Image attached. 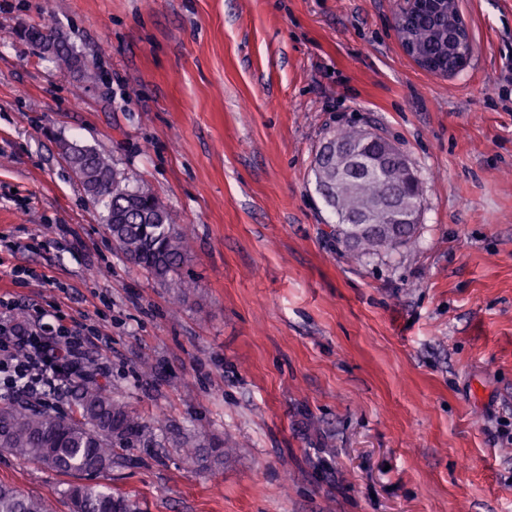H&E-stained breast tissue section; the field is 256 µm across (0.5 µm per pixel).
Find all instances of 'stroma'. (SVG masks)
Returning a JSON list of instances; mask_svg holds the SVG:
<instances>
[{"label": "stroma", "instance_id": "35a3bbf8", "mask_svg": "<svg viewBox=\"0 0 512 512\" xmlns=\"http://www.w3.org/2000/svg\"><path fill=\"white\" fill-rule=\"evenodd\" d=\"M399 3L0 0V295L111 336L99 380L152 432L91 484L142 512H512V0H459L449 78L403 52ZM48 19L81 69L25 38ZM345 128L420 180L399 250L352 256L314 191ZM67 143L165 202L184 288L116 248ZM70 482L0 453L50 512Z\"/></svg>", "mask_w": 512, "mask_h": 512}]
</instances>
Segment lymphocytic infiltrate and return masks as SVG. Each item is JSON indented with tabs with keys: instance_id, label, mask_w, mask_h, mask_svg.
Segmentation results:
<instances>
[{
	"instance_id": "obj_1",
	"label": "lymphocytic infiltrate",
	"mask_w": 512,
	"mask_h": 512,
	"mask_svg": "<svg viewBox=\"0 0 512 512\" xmlns=\"http://www.w3.org/2000/svg\"><path fill=\"white\" fill-rule=\"evenodd\" d=\"M12 302L0 297V398L56 401L69 371L79 367L103 338L78 326L36 323L21 330L10 318Z\"/></svg>"
}]
</instances>
